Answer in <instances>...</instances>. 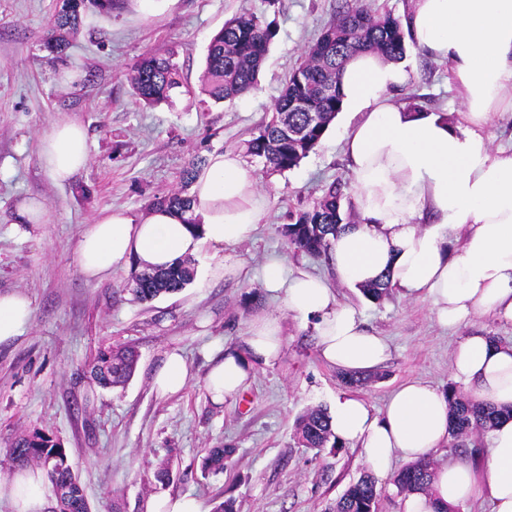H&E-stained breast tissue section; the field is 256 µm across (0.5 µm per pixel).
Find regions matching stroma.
<instances>
[{"mask_svg": "<svg viewBox=\"0 0 512 512\" xmlns=\"http://www.w3.org/2000/svg\"><path fill=\"white\" fill-rule=\"evenodd\" d=\"M411 4L279 0L272 10L263 0H175L166 12L147 15L134 0H116L112 9L87 10L79 34L59 54L48 45L53 0H0V295L17 293L31 303L21 334L0 343V481L18 471L8 456L12 443L36 430L66 449L92 512H144L150 496L186 492L202 501L204 512L227 499L236 512H330L368 466L350 445L319 456L303 448L295 424L306 409L331 407L350 394L377 412L410 380L444 394L464 336L479 332L512 344V323L494 315L444 328L424 298L394 288L372 301L337 277L330 254L289 246L285 226L327 186L338 182L346 196L354 194L342 119L293 169L271 172L246 154L290 71L338 12L364 6L401 17ZM245 9L264 13L276 32L256 92L203 107L183 95L154 107L135 101L125 73L143 55L175 49L184 82L198 87L211 36ZM405 61L410 80L400 100L458 121L462 107L447 64L417 48ZM63 121L85 127L89 163L58 184L41 164L40 140ZM224 151L241 156L266 198L252 238L204 247L190 258L192 282L148 303L131 292L136 267L99 280L84 277L76 245L95 214L115 208L141 220L153 202L180 188L193 161ZM25 199L45 204L47 223H18L16 205ZM272 256L287 277L302 271L323 277L339 303L354 306L386 338L389 356L365 385L344 386L338 369L321 357L312 324L255 279ZM227 257L243 275H212ZM263 315L280 321L279 356L255 364L240 397L214 403L204 387L213 360L228 348L246 352L250 326ZM125 345L139 353L132 378L97 386L88 364L100 350ZM173 351L186 357L193 379L181 393L161 396L152 388L153 373ZM218 447L233 451L223 472L204 471L207 449ZM164 465L170 475L161 483L156 473Z\"/></svg>", "mask_w": 512, "mask_h": 512, "instance_id": "35a3bbf8", "label": "stroma"}]
</instances>
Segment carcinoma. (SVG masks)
<instances>
[{"label": "carcinoma", "mask_w": 512, "mask_h": 512, "mask_svg": "<svg viewBox=\"0 0 512 512\" xmlns=\"http://www.w3.org/2000/svg\"><path fill=\"white\" fill-rule=\"evenodd\" d=\"M112 8V0H56L53 28L61 32L54 48L64 51L66 37L78 34L81 11L87 7ZM275 30L262 13L242 11L225 20L224 26L210 39L206 65L200 78L199 91L192 90L181 79L175 62L176 52L167 49L151 53L137 61L128 73V81L136 98L146 104L170 103L176 93L192 99L200 93L215 102L233 101L258 90V77ZM408 44L402 18L389 12L379 13L359 6L344 11L325 25L311 43L304 60L290 72L285 86L275 100L270 118L247 141V153L261 159L272 172L291 170L314 151L340 110L339 74L345 63L357 52H377L391 62L406 57ZM191 196L177 190L157 201L185 217V222L199 227L193 216ZM354 214L343 206L341 184L333 183L322 198L300 211L295 222L285 227V236L295 249L319 255L331 249V239ZM189 261L137 277L133 292L141 302H149L162 294L182 290L193 280ZM389 277L361 288L363 295L379 301L389 294ZM137 364L131 348L102 352L92 367L97 383L114 387L129 381ZM450 421L448 434L454 447L465 448L475 432L488 433L502 419H512V408H497L484 401L458 394L448 387ZM296 428L301 445L315 453L330 447H342L331 430V416L322 407L311 408L300 415ZM231 448H210L204 457V468L222 471ZM9 457L16 463H35L47 474L55 500L54 512H91L83 486L68 461L66 450L44 435L33 432L14 443ZM429 460L410 463L393 476L398 493L428 492L433 477ZM381 489L373 474L366 472L350 484L336 500L334 512H379Z\"/></svg>", "instance_id": "1"}]
</instances>
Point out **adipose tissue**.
<instances>
[{
  "mask_svg": "<svg viewBox=\"0 0 512 512\" xmlns=\"http://www.w3.org/2000/svg\"><path fill=\"white\" fill-rule=\"evenodd\" d=\"M404 26L412 43L447 63L461 119L453 124L399 102L397 93L409 80L402 64L371 52L346 64L340 90L349 119L342 138L359 221L332 242L336 273L354 288L389 275L392 285L426 298L450 327L486 313L512 321V153L493 149L484 133L496 115L512 112V0H413ZM42 161L57 183L68 182L89 162L84 127L55 124L42 139ZM192 196L201 217L196 230L165 207L139 221L121 210L100 211L77 241L82 274L102 279L132 263L166 268L204 246L238 244L252 236L264 213L256 178L231 152L209 158ZM456 236L461 245L454 249ZM260 276L266 288L284 291L288 310L313 319L325 360L345 372H367L386 359V340L353 307L337 305L321 278H286L275 260ZM247 345L248 355L228 351L213 365L206 390L214 402L241 395L253 362L279 354L278 319L258 318ZM453 372L478 399L512 406V345L481 333L467 336L454 351ZM331 427L339 440L362 448L372 471L382 475L394 459H427L441 448L449 406L429 385L411 381L392 393L379 416L360 399L337 398ZM44 491L41 472L15 474V512H38ZM479 498L492 512H512V419L492 429L480 468L440 466L430 491L407 495L401 508L451 512Z\"/></svg>",
  "mask_w": 512,
  "mask_h": 512,
  "instance_id": "obj_1",
  "label": "adipose tissue"
}]
</instances>
